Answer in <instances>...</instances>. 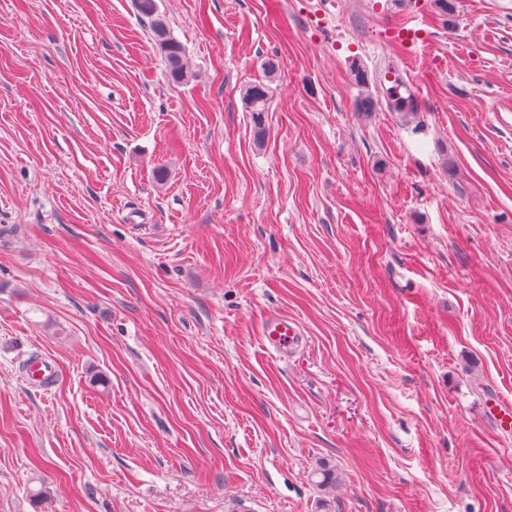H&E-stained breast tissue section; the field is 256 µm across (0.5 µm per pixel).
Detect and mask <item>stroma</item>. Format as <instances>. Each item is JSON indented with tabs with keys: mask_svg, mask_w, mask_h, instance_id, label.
<instances>
[{
	"mask_svg": "<svg viewBox=\"0 0 512 512\" xmlns=\"http://www.w3.org/2000/svg\"><path fill=\"white\" fill-rule=\"evenodd\" d=\"M420 2L158 0L177 84L132 0H0V512H512V0ZM411 18L404 20L398 26L390 28L389 37L412 53L414 45L422 39L423 30L409 26ZM244 99L248 112L253 114L255 134L262 138L265 135L263 115L269 110L270 89L264 83H255L245 91ZM265 344L269 351L285 357L303 342L301 327L288 317L273 314L268 316L262 327ZM27 381L43 389L55 386L59 378V367L57 362L48 356H38L29 364L25 374ZM340 474L335 465L329 463H320L311 474V479L316 488L322 492L323 497L319 499V508L321 512H335L336 501L330 498V494L336 489V484L340 481Z\"/></svg>",
	"mask_w": 512,
	"mask_h": 512,
	"instance_id": "1",
	"label": "stroma"
}]
</instances>
